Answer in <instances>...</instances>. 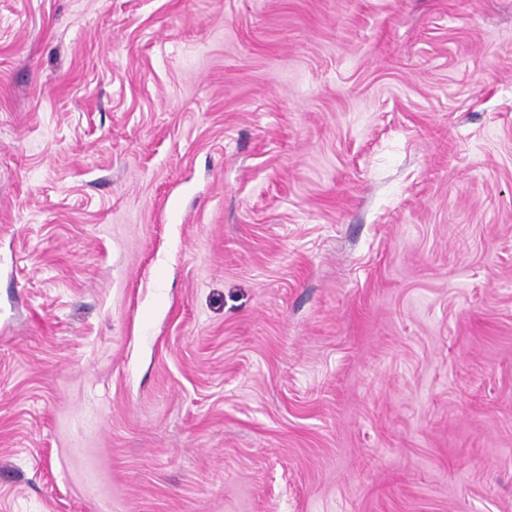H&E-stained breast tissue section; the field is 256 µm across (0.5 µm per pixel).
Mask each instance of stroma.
Instances as JSON below:
<instances>
[{
	"label": "stroma",
	"instance_id": "stroma-1",
	"mask_svg": "<svg viewBox=\"0 0 512 512\" xmlns=\"http://www.w3.org/2000/svg\"><path fill=\"white\" fill-rule=\"evenodd\" d=\"M0 512H512V0H0Z\"/></svg>",
	"mask_w": 512,
	"mask_h": 512
}]
</instances>
